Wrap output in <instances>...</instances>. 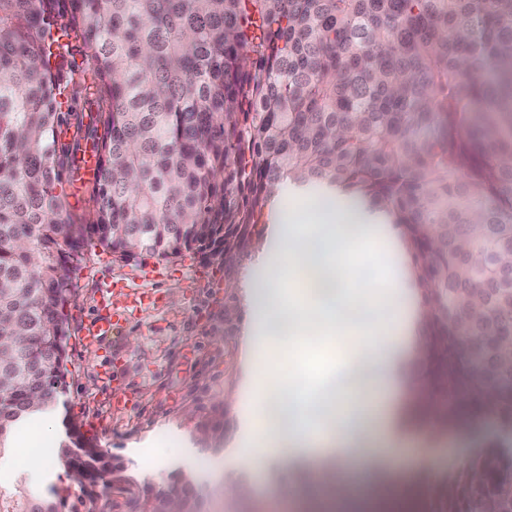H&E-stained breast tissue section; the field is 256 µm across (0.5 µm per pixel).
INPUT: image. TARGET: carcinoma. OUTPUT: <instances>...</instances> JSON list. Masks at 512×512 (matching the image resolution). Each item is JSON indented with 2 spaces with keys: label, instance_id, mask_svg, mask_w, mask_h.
I'll return each instance as SVG.
<instances>
[{
  "label": "carcinoma",
  "instance_id": "carcinoma-1",
  "mask_svg": "<svg viewBox=\"0 0 512 512\" xmlns=\"http://www.w3.org/2000/svg\"><path fill=\"white\" fill-rule=\"evenodd\" d=\"M92 49L108 102L87 132L97 206L76 223L56 193L83 136L50 59ZM388 214L442 347L431 388L512 434V0H0V460L64 404L61 343L86 242L160 260L224 243V266L263 233L290 184ZM52 450L114 512L123 466L67 422ZM168 489L130 494L126 512ZM16 482L0 512H60ZM446 512H512V454L474 455Z\"/></svg>",
  "mask_w": 512,
  "mask_h": 512
}]
</instances>
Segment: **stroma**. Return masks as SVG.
Here are the masks:
<instances>
[{
  "label": "stroma",
  "instance_id": "1",
  "mask_svg": "<svg viewBox=\"0 0 512 512\" xmlns=\"http://www.w3.org/2000/svg\"><path fill=\"white\" fill-rule=\"evenodd\" d=\"M89 60L87 45L74 39L59 64L62 109L86 125L102 109L91 90ZM401 243L394 225H382L363 248L361 272L374 279L399 269L411 272ZM276 244L275 227L267 225L228 273L220 258L207 254L190 252L164 261L143 254L126 260L89 240L73 275L74 299L66 308V404L53 413V429L39 420L16 433L12 454L0 463V489L11 491L21 477L35 488L53 483L64 502L61 512H81L83 491L62 485V465L32 454L55 446L69 419L123 463L138 486L165 488L179 476L190 477L195 512H295L298 495L312 480L310 466L284 448L269 452L258 466L238 457L248 445L246 425L255 413L246 390L250 317L244 295L272 275L267 258ZM113 283L132 294L154 293L158 303L132 315L101 344L86 345L85 330L99 315L100 291ZM347 351L341 337L288 344L268 361L267 372L279 382L292 373L326 371ZM416 389L427 393L430 419L457 422L452 404L429 391L421 368L404 359L372 402L382 430L398 440L400 468L411 476L407 491L414 512H429L437 481L463 459L449 452L438 435L420 438L407 415L393 413V403L409 399ZM119 396L130 399L120 410L113 406Z\"/></svg>",
  "mask_w": 512,
  "mask_h": 512
}]
</instances>
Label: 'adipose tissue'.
<instances>
[{
    "label": "adipose tissue",
    "mask_w": 512,
    "mask_h": 512,
    "mask_svg": "<svg viewBox=\"0 0 512 512\" xmlns=\"http://www.w3.org/2000/svg\"><path fill=\"white\" fill-rule=\"evenodd\" d=\"M269 221L279 227L281 246L275 276L261 285L258 301L250 305L249 355L270 354L278 330L298 338L342 336L353 349L338 369L314 381L303 376L277 385L256 381L253 460L261 462L272 448L302 456L316 448L366 453L372 484L338 492L331 459L305 497L327 500L336 512H408L398 469L382 452L386 442L367 394L390 380L400 357H421L422 343L415 335L418 301L404 292L401 278L373 282L356 274L358 252L376 230L370 217L309 206L298 214L274 212ZM288 278L295 283L289 295L282 289Z\"/></svg>",
    "instance_id": "1"
}]
</instances>
